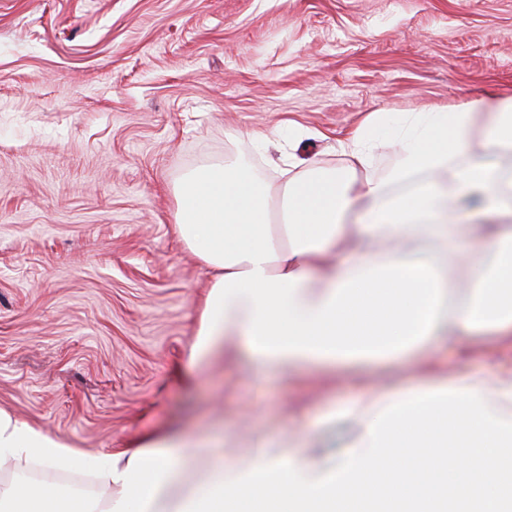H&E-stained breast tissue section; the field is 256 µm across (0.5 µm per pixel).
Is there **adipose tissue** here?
Here are the masks:
<instances>
[{"label": "adipose tissue", "instance_id": "1", "mask_svg": "<svg viewBox=\"0 0 512 512\" xmlns=\"http://www.w3.org/2000/svg\"><path fill=\"white\" fill-rule=\"evenodd\" d=\"M398 161L372 169L383 135ZM481 141L493 159L471 156ZM343 170L319 168L283 185L275 210L244 160L189 175L176 190V229L214 270L198 307L188 365L246 353L254 382L307 366L336 373L379 368L378 393L327 406L360 433L320 448L316 425L258 438L248 456H214L206 477L184 474L215 442L155 433L91 453L0 412V462L92 476L106 498L80 512H512V371L475 379L418 372L441 341L512 339V95L406 112L383 128L373 112L338 140ZM464 300L447 307L450 271ZM420 465L378 470L395 449ZM69 486L0 485V512H65Z\"/></svg>", "mask_w": 512, "mask_h": 512}]
</instances>
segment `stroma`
Returning a JSON list of instances; mask_svg holds the SVG:
<instances>
[{
    "label": "stroma",
    "mask_w": 512,
    "mask_h": 512,
    "mask_svg": "<svg viewBox=\"0 0 512 512\" xmlns=\"http://www.w3.org/2000/svg\"><path fill=\"white\" fill-rule=\"evenodd\" d=\"M511 94L512 0H0V410L98 452L356 401L350 375L317 397L241 355L186 369L212 272L175 186L237 155L276 189L344 168L368 113ZM432 367L484 377L512 350Z\"/></svg>",
    "instance_id": "obj_1"
}]
</instances>
